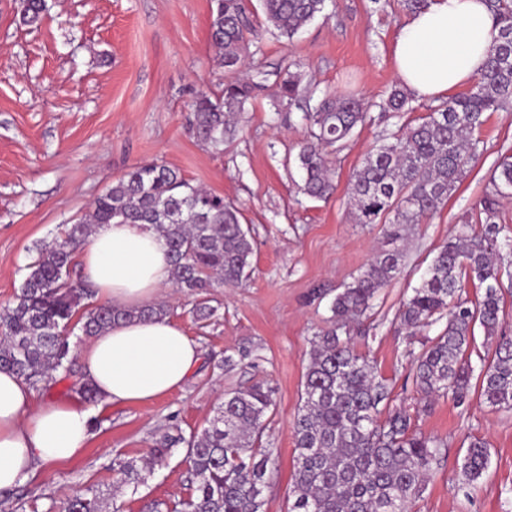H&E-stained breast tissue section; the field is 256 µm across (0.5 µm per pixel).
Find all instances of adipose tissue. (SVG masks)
<instances>
[{
    "instance_id": "1",
    "label": "adipose tissue",
    "mask_w": 512,
    "mask_h": 512,
    "mask_svg": "<svg viewBox=\"0 0 512 512\" xmlns=\"http://www.w3.org/2000/svg\"><path fill=\"white\" fill-rule=\"evenodd\" d=\"M495 35L485 0H428L392 46L397 76L418 99L448 97L479 77ZM78 251L98 301L113 307L152 303L171 284L163 240L141 225H100ZM78 355L85 380L107 405L163 398L184 385L200 360L197 343L167 318L113 326ZM90 418L79 404L38 398L22 378L0 370V490L80 456Z\"/></svg>"
}]
</instances>
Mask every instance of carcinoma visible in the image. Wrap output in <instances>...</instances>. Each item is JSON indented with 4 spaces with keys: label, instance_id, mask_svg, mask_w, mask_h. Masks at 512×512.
I'll return each mask as SVG.
<instances>
[{
    "label": "carcinoma",
    "instance_id": "carcinoma-1",
    "mask_svg": "<svg viewBox=\"0 0 512 512\" xmlns=\"http://www.w3.org/2000/svg\"><path fill=\"white\" fill-rule=\"evenodd\" d=\"M214 2L210 39L216 66L225 74L224 90L214 99L198 94L192 126L201 141L218 149L234 138L236 117L269 81V73L258 65L250 78L238 77L261 23L292 40L323 13L326 0H260L262 22L244 0ZM487 4L498 34L480 79L468 92L429 107L419 122L382 136L350 177L354 220L386 224L391 248L380 251L336 294L329 326L311 340L293 422L295 466L287 512H411L445 448L415 432L405 410L381 418L378 405L387 396L386 387L376 380L370 361L354 351L350 332L380 290L401 273L405 228L437 213L479 160L485 113L512 106V0ZM44 10L45 0H26L23 23L39 24ZM292 66L289 62L275 73L272 106L278 111L304 104L308 137L298 152L300 191L327 200L336 191L331 156L366 123L369 104L352 93L303 86ZM412 101L404 87L396 86L381 108L398 117L415 111ZM511 199L512 156L504 154L479 203L482 230L462 225L399 310L401 327L411 332L446 320L416 359L415 384L424 397L465 396L474 372L468 352L478 324L487 340L495 341L481 359V397L497 410L512 411V340H495L501 311L498 261L512 253V237L498 227L499 208ZM114 221L155 230L167 247L172 284L180 293L203 295L240 285L252 271L253 239L235 205L190 184L179 169L162 161L137 164L97 197L79 223L37 248L14 302L0 307V369L38 389L54 374L68 371L74 330L95 336L121 321L170 314L164 303L132 309L99 304L88 284L72 280L77 247L99 225ZM465 278L483 288L472 308L462 299ZM274 408V390L256 382L224 393L208 425L190 439L166 432L155 441V463L178 444H187L194 492L182 503L183 512H263L274 462L259 443ZM489 460L487 444L471 438L461 465L467 484L483 478ZM114 471L121 486L136 488L146 480V467L132 461L118 462ZM59 512H103V500L79 493Z\"/></svg>",
    "mask_w": 512,
    "mask_h": 512
}]
</instances>
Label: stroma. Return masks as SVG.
<instances>
[{
	"label": "stroma",
	"mask_w": 512,
	"mask_h": 512,
	"mask_svg": "<svg viewBox=\"0 0 512 512\" xmlns=\"http://www.w3.org/2000/svg\"><path fill=\"white\" fill-rule=\"evenodd\" d=\"M39 25H23L22 0H0V306L18 293L35 247L78 222L131 167L159 160L193 185L240 209L254 239L253 272L239 287L215 289L214 315L195 320L192 297L164 290L170 320L194 339L200 361L183 387L154 401L92 404L83 454L21 486L47 512L75 493L97 491L120 512L175 506L192 493L184 447L172 449L145 485L115 487L114 463L149 456L172 429L200 432L225 391L263 381L276 390L263 444L276 470L264 512H286L294 470L291 423L300 404L310 342L330 317L344 284L386 245L379 224L355 223L349 178L379 137L416 122L425 108L390 117L378 108L398 85L394 39L407 19L400 0H328L325 14L293 41L273 32L249 47L248 62L276 72L298 64L302 84L354 91L372 108L337 155L336 193L328 201L298 191L296 156L304 138L300 110L275 111L266 96L242 113L243 132L218 153L197 140L188 117L197 91L220 96L224 74L209 38L213 0H46ZM483 152L433 219L409 228L401 275L383 288L356 325L355 349L373 361L388 397L382 412L407 410L416 431L443 441L414 512H512V412L486 404L424 398L411 360L441 324L410 335L396 315L439 247L476 223L491 168L512 153V110L490 113ZM484 439L490 466L468 485L460 465L469 437Z\"/></svg>",
	"instance_id": "1"
}]
</instances>
